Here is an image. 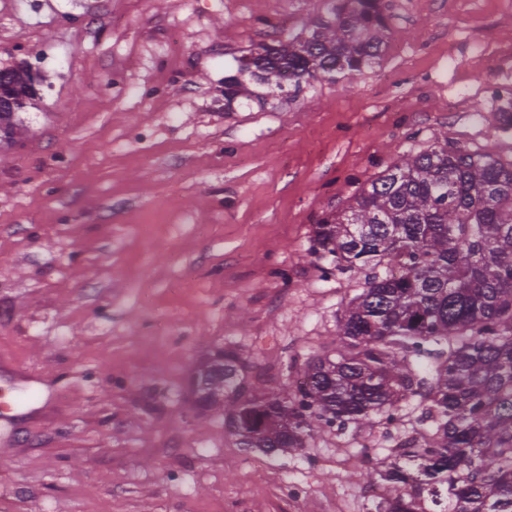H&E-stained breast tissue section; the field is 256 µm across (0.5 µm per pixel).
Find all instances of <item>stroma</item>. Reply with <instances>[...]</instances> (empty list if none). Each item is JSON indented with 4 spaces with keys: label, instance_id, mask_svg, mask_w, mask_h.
<instances>
[{
    "label": "stroma",
    "instance_id": "35a3bbf8",
    "mask_svg": "<svg viewBox=\"0 0 512 512\" xmlns=\"http://www.w3.org/2000/svg\"><path fill=\"white\" fill-rule=\"evenodd\" d=\"M362 73L224 78L333 0H0V512H371L357 474L422 430L245 448L192 376L233 350L260 393L333 348L363 275L309 252L322 213L437 140L512 161V0H382ZM27 95H20L19 97L15 96L12 92L7 90L5 87H2L0 90V97L2 99V112H0V121L2 118H6L10 116L11 112H15V108L18 104L24 103L26 99L31 98L32 95H37L38 90L36 85L38 83V76L27 70ZM3 112H8L5 115Z\"/></svg>",
    "mask_w": 512,
    "mask_h": 512
}]
</instances>
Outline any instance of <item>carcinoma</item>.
Listing matches in <instances>:
<instances>
[{
  "mask_svg": "<svg viewBox=\"0 0 512 512\" xmlns=\"http://www.w3.org/2000/svg\"><path fill=\"white\" fill-rule=\"evenodd\" d=\"M381 0H337L332 18L239 59L280 91L331 80L380 57ZM310 250L365 272L336 348L303 367V384L257 396L246 362L218 351L206 407L246 448H301L333 426H373L420 396L426 427L377 462L374 512H512V162L435 142L406 155L315 224Z\"/></svg>",
  "mask_w": 512,
  "mask_h": 512,
  "instance_id": "1",
  "label": "carcinoma"
}]
</instances>
